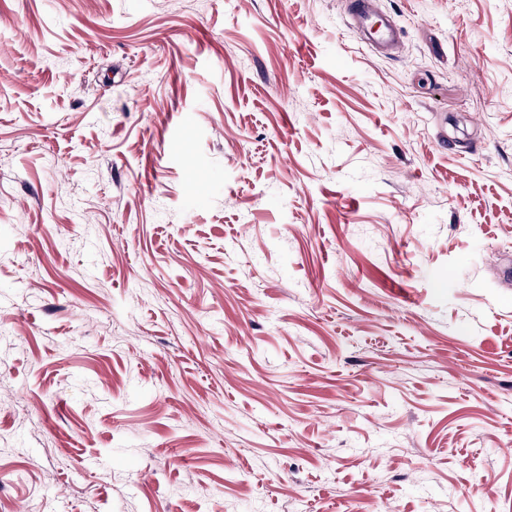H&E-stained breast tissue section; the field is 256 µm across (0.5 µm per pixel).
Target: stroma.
Segmentation results:
<instances>
[{
	"label": "stroma",
	"mask_w": 512,
	"mask_h": 512,
	"mask_svg": "<svg viewBox=\"0 0 512 512\" xmlns=\"http://www.w3.org/2000/svg\"><path fill=\"white\" fill-rule=\"evenodd\" d=\"M379 4L0 0V512H512V0ZM350 16L359 27H368V39L376 46L389 47L399 40V29L395 28L390 21L383 16H376L379 21L378 27L373 30L371 22L375 15V0H351Z\"/></svg>",
	"instance_id": "obj_1"
}]
</instances>
